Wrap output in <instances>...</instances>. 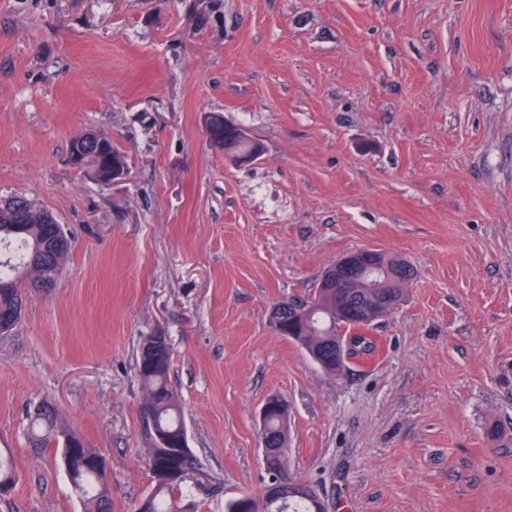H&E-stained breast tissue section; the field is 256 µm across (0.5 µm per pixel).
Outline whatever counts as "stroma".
I'll return each mask as SVG.
<instances>
[{
    "mask_svg": "<svg viewBox=\"0 0 512 512\" xmlns=\"http://www.w3.org/2000/svg\"><path fill=\"white\" fill-rule=\"evenodd\" d=\"M224 114L264 153L206 135ZM108 133L102 186L71 139ZM63 227L52 288L0 334V512H83L53 406L112 474L152 489L136 358L163 332L199 472L193 512L261 494L259 411L283 397L288 470L326 512H512V0H0V198ZM412 264L371 354L325 374L270 327L340 255ZM212 116V117H211ZM206 118V129H210L212 122V131L208 135L211 144L218 149L224 150L226 146V138L224 131L231 133L232 138L236 142L248 144V150L243 153H237L234 150H225L224 156L240 164H249L256 161L262 154V145L252 139L244 129L240 126L224 119L221 114H213ZM58 415L55 409L41 406L33 413L31 420V434L36 444L44 446L51 437L59 432Z\"/></svg>",
    "mask_w": 512,
    "mask_h": 512,
    "instance_id": "obj_1",
    "label": "stroma"
}]
</instances>
